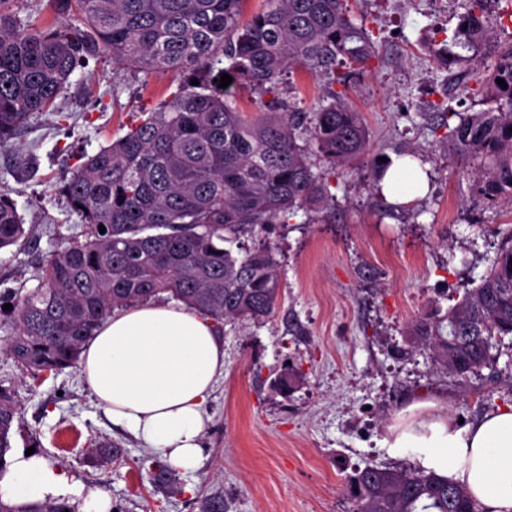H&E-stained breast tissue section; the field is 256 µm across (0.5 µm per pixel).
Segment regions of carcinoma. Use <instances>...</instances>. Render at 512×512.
I'll list each match as a JSON object with an SVG mask.
<instances>
[{"mask_svg": "<svg viewBox=\"0 0 512 512\" xmlns=\"http://www.w3.org/2000/svg\"><path fill=\"white\" fill-rule=\"evenodd\" d=\"M13 2L0 0V144L32 114L56 108L76 65L90 57L110 55L112 64L148 74L179 71L184 81L65 184L84 240L46 256L35 288L0 294L17 312L10 358L34 375L75 368L114 309L163 297L217 322L272 317L281 296L276 253L265 243L230 245L335 200L299 141H311L332 169L367 155V131L344 93L332 92L307 122L279 89L292 70H328L339 56L348 71L337 82L345 86L374 57L349 0H266L245 25L246 0H48L52 20L34 23L17 17ZM486 36L483 3H473L454 45L475 51ZM225 73L272 95L260 103L262 115L238 109L218 86ZM482 83L499 106L446 124L447 137L473 164L479 196L512 202V48ZM27 235L13 201L0 194V249ZM411 329L444 374L466 379L491 363L496 337L512 335V246L445 314L419 317ZM17 415L10 387L0 383V473ZM345 481L352 512H478L462 485L433 472L355 467ZM0 512L75 509L54 499H0Z\"/></svg>", "mask_w": 512, "mask_h": 512, "instance_id": "1", "label": "carcinoma"}]
</instances>
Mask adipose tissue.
Returning a JSON list of instances; mask_svg holds the SVG:
<instances>
[{"label": "adipose tissue", "instance_id": "obj_1", "mask_svg": "<svg viewBox=\"0 0 512 512\" xmlns=\"http://www.w3.org/2000/svg\"><path fill=\"white\" fill-rule=\"evenodd\" d=\"M380 189L396 205L422 197L427 179L420 161L394 158ZM80 366L113 424L172 467L196 470L206 405L224 373V344L210 318L176 303L113 312L86 344ZM386 443L410 449L421 470L463 485L481 512H512V406L462 428L443 406L415 403L397 413ZM0 498H77L79 512H112L106 494L81 492L43 456L21 450L0 473Z\"/></svg>", "mask_w": 512, "mask_h": 512}]
</instances>
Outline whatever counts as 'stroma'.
I'll list each match as a JSON object with an SVG mask.
<instances>
[{
  "label": "stroma",
  "mask_w": 512,
  "mask_h": 512,
  "mask_svg": "<svg viewBox=\"0 0 512 512\" xmlns=\"http://www.w3.org/2000/svg\"><path fill=\"white\" fill-rule=\"evenodd\" d=\"M377 53L351 79L349 105L369 136L363 167L329 169L317 151L333 206L297 211L289 220L242 237L244 247L276 248L282 300L262 322H227L224 375L207 404L202 459L196 471L173 470L172 487L155 481L165 462L112 425L80 369L33 377L6 354L10 318L0 313V380L19 408L14 449L34 448L66 477L112 499L114 512H202L220 499L224 512H351L348 468L409 465L406 452L386 447L395 414L415 402L443 405L473 423L512 405V343L493 364L466 380L436 372L414 347L408 324L461 300L512 238V203L488 202L444 136L445 110L493 108L478 88L512 48V0H487L491 40L463 64L446 66L467 0H352ZM182 81L174 72L114 68L111 59L76 69L58 112L33 114L0 145V193L14 202L28 238L0 250V282L34 288L41 257L69 247L82 226L63 190L87 156L125 135L144 112L169 98ZM331 77L294 72L283 97L303 112L326 99ZM409 155L427 167L429 190L392 204L374 183L380 158ZM301 381L273 388L284 367ZM120 448L100 466L97 442Z\"/></svg>",
  "instance_id": "stroma-1"
}]
</instances>
